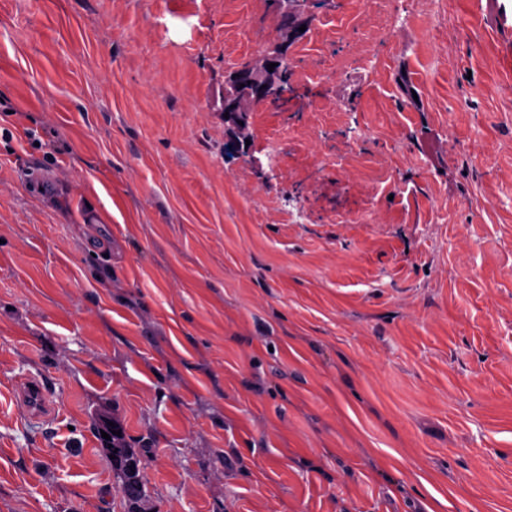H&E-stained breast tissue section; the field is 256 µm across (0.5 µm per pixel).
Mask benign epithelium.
<instances>
[{
  "instance_id": "obj_1",
  "label": "benign epithelium",
  "mask_w": 512,
  "mask_h": 512,
  "mask_svg": "<svg viewBox=\"0 0 512 512\" xmlns=\"http://www.w3.org/2000/svg\"><path fill=\"white\" fill-rule=\"evenodd\" d=\"M275 64L273 71L267 65ZM288 45H275L257 62L230 69L224 76L223 109L228 112L233 146L244 151L248 115L255 104L280 99L288 94L291 81Z\"/></svg>"
}]
</instances>
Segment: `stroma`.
<instances>
[{
	"label": "stroma",
	"instance_id": "obj_1",
	"mask_svg": "<svg viewBox=\"0 0 512 512\" xmlns=\"http://www.w3.org/2000/svg\"><path fill=\"white\" fill-rule=\"evenodd\" d=\"M493 3L305 0L231 158L277 0H0V512H512ZM304 21L296 23L284 33V45H275L257 62L230 69L224 76V114L228 112L225 123L229 124L233 146L245 151L247 118L255 104L280 99L288 94L291 81V64L288 58V41L297 38L303 32L299 28ZM277 63L273 72L267 65ZM244 84V87H240ZM242 121L243 125L238 124ZM101 431L106 432L112 438V428L103 427ZM102 436V434H101ZM113 446H118V452L121 460L118 464H113L116 470L120 471L123 476L122 491L131 503H137L142 495V487L140 480V460L134 448H128L120 435H114L112 438Z\"/></svg>",
	"mask_w": 512,
	"mask_h": 512
}]
</instances>
